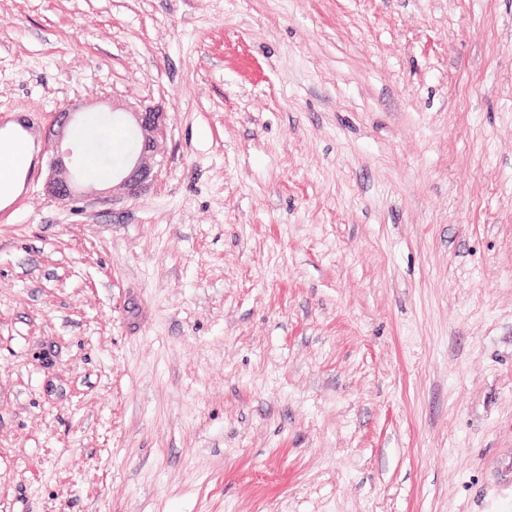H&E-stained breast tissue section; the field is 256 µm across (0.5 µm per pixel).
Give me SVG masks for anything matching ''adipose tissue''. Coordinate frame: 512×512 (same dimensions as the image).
<instances>
[{
	"instance_id": "ef3b65f1",
	"label": "adipose tissue",
	"mask_w": 512,
	"mask_h": 512,
	"mask_svg": "<svg viewBox=\"0 0 512 512\" xmlns=\"http://www.w3.org/2000/svg\"><path fill=\"white\" fill-rule=\"evenodd\" d=\"M33 151L32 138L20 124L0 130V204H9L21 191Z\"/></svg>"
}]
</instances>
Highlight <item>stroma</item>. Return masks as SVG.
<instances>
[{
    "label": "stroma",
    "mask_w": 512,
    "mask_h": 512,
    "mask_svg": "<svg viewBox=\"0 0 512 512\" xmlns=\"http://www.w3.org/2000/svg\"><path fill=\"white\" fill-rule=\"evenodd\" d=\"M160 103L142 199L53 113ZM0 512H512V0H0ZM77 109L72 104L59 108L45 129V137L54 144L55 152L48 161L43 191L63 204L72 203L83 196L75 177L78 150L70 137L71 127L77 123ZM33 151L32 138L20 124L0 130V204H9L21 191Z\"/></svg>",
    "instance_id": "35a3bbf8"
}]
</instances>
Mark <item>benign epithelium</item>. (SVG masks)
<instances>
[{"instance_id": "obj_1", "label": "benign epithelium", "mask_w": 512, "mask_h": 512, "mask_svg": "<svg viewBox=\"0 0 512 512\" xmlns=\"http://www.w3.org/2000/svg\"><path fill=\"white\" fill-rule=\"evenodd\" d=\"M77 107L67 104L54 113L45 129V137L55 146L48 161V175L43 191L49 197L69 204L79 199L81 192L75 177L78 150L70 137L72 125L77 123ZM121 110L133 130L136 146L123 166L113 171L112 200L137 199L145 194L157 180L163 162L156 159L155 151L168 131V113L157 104L112 102V111Z\"/></svg>"}]
</instances>
